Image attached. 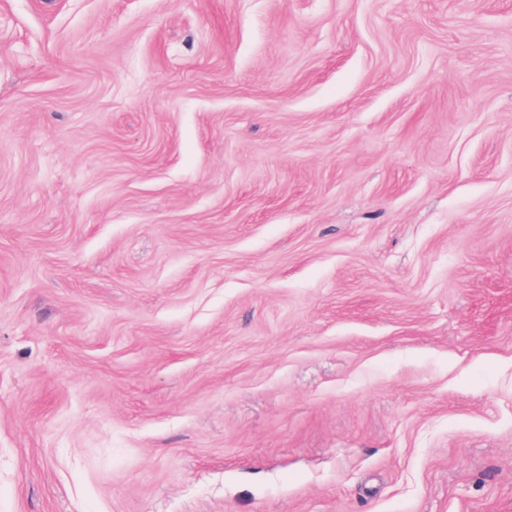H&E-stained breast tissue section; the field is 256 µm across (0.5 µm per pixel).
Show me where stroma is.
Wrapping results in <instances>:
<instances>
[{
    "label": "stroma",
    "instance_id": "1",
    "mask_svg": "<svg viewBox=\"0 0 512 512\" xmlns=\"http://www.w3.org/2000/svg\"><path fill=\"white\" fill-rule=\"evenodd\" d=\"M0 512H512V0H0Z\"/></svg>",
    "mask_w": 512,
    "mask_h": 512
}]
</instances>
